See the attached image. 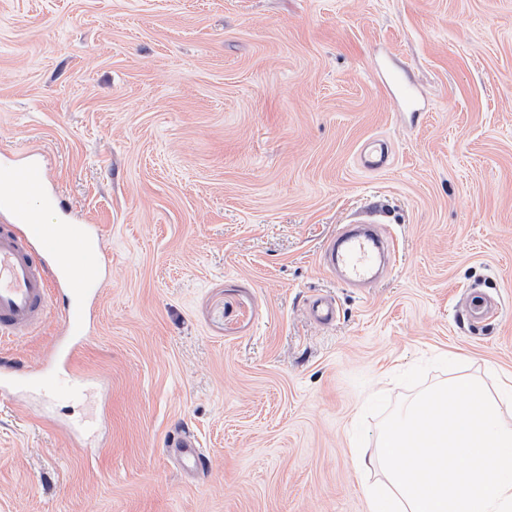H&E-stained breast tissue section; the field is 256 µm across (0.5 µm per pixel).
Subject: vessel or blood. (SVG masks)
Returning <instances> with one entry per match:
<instances>
[{
	"mask_svg": "<svg viewBox=\"0 0 512 512\" xmlns=\"http://www.w3.org/2000/svg\"><path fill=\"white\" fill-rule=\"evenodd\" d=\"M391 161L388 144L379 138L368 139L359 152V164L368 171ZM46 182L45 168L26 153L0 172V211L11 218L0 225V341L31 333L48 314L52 292H63L60 329L38 380L51 397H71L96 384L93 375L78 371L76 360L92 333V306L105 279L96 259L104 239L96 224L50 222ZM394 248L393 238L378 227L348 230L330 241L328 267L345 283L365 287L381 251ZM25 377L21 366L1 365L0 395L13 393ZM173 451L190 472L203 457L186 434L176 438Z\"/></svg>",
	"mask_w": 512,
	"mask_h": 512,
	"instance_id": "b4317fda",
	"label": "vessel or blood"
}]
</instances>
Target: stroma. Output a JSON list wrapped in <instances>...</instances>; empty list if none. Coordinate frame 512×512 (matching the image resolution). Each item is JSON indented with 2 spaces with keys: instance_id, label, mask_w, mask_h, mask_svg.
<instances>
[{
  "instance_id": "stroma-1",
  "label": "stroma",
  "mask_w": 512,
  "mask_h": 512,
  "mask_svg": "<svg viewBox=\"0 0 512 512\" xmlns=\"http://www.w3.org/2000/svg\"><path fill=\"white\" fill-rule=\"evenodd\" d=\"M30 150L54 218L104 232L78 365L105 385L56 432L35 386L0 397V512H370L377 382L410 400L397 374L438 357L425 386L512 378V0H0V162ZM374 209L398 251L351 288L320 256ZM58 329L0 354L39 368ZM392 161L388 144L379 138H369L359 152V164L368 171L387 168ZM174 448H170L179 456L182 466L187 471L194 473L199 461L204 457L201 448L197 446L195 438L185 434L176 438Z\"/></svg>"
}]
</instances>
